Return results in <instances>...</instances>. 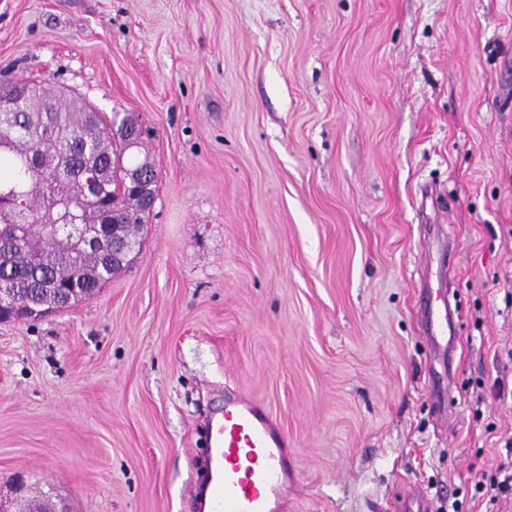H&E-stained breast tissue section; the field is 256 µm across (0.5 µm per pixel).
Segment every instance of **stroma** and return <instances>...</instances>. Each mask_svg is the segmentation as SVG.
<instances>
[{"label": "stroma", "mask_w": 512, "mask_h": 512, "mask_svg": "<svg viewBox=\"0 0 512 512\" xmlns=\"http://www.w3.org/2000/svg\"><path fill=\"white\" fill-rule=\"evenodd\" d=\"M16 76L135 114L159 179L132 263L0 322L1 504L196 512L233 391L287 442L279 512H512V0H0ZM422 296L420 306L423 309L425 333L434 349L443 357L448 356L449 362L455 334V310L448 302L446 293L439 288H424Z\"/></svg>", "instance_id": "obj_1"}]
</instances>
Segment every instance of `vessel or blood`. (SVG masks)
Wrapping results in <instances>:
<instances>
[{"label":"vessel or blood","mask_w":512,"mask_h":512,"mask_svg":"<svg viewBox=\"0 0 512 512\" xmlns=\"http://www.w3.org/2000/svg\"><path fill=\"white\" fill-rule=\"evenodd\" d=\"M421 307L430 343L450 356L455 320L446 293L424 288ZM204 440L198 512H273L283 439L266 412L240 395L226 399L223 411L206 422Z\"/></svg>","instance_id":"obj_1"}]
</instances>
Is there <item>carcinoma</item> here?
Wrapping results in <instances>:
<instances>
[{"instance_id": "1", "label": "carcinoma", "mask_w": 512, "mask_h": 512, "mask_svg": "<svg viewBox=\"0 0 512 512\" xmlns=\"http://www.w3.org/2000/svg\"><path fill=\"white\" fill-rule=\"evenodd\" d=\"M24 97L0 124V201L19 207L28 237L41 233L38 259L15 250L10 220L0 219V284L30 302L62 299L63 281L83 279L93 292L112 278V249L78 250L64 231L66 224L111 221L135 238L146 223L143 192L156 191L158 173L145 158L125 155L143 145V130L134 116L105 120L72 94L51 91L26 80ZM152 173L132 189L135 176ZM96 176L91 191L87 176Z\"/></svg>"}]
</instances>
